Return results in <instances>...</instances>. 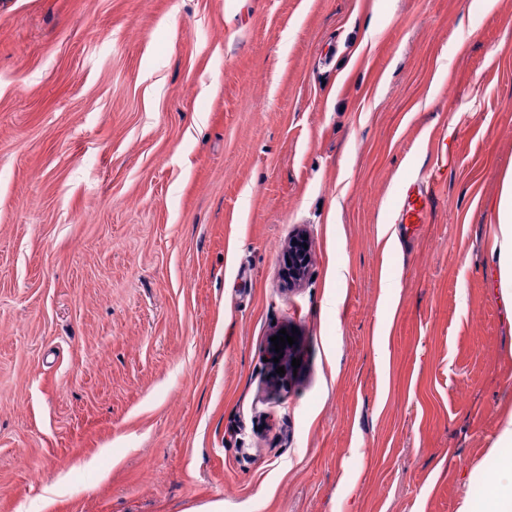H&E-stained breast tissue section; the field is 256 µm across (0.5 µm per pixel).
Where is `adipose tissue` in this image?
<instances>
[{
	"instance_id": "1",
	"label": "adipose tissue",
	"mask_w": 512,
	"mask_h": 512,
	"mask_svg": "<svg viewBox=\"0 0 512 512\" xmlns=\"http://www.w3.org/2000/svg\"><path fill=\"white\" fill-rule=\"evenodd\" d=\"M495 226L488 246L489 263L493 267L496 286L504 305L512 309V169L508 170L493 204ZM492 451L498 454V476L485 479L481 470H473L472 481L482 483L480 502L463 499L458 512H512V411L499 420Z\"/></svg>"
}]
</instances>
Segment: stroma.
I'll return each instance as SVG.
<instances>
[{"mask_svg":"<svg viewBox=\"0 0 512 512\" xmlns=\"http://www.w3.org/2000/svg\"><path fill=\"white\" fill-rule=\"evenodd\" d=\"M443 131L431 217L387 249ZM511 167L512 0H0V512L479 498ZM276 325L301 364L271 396ZM492 210L496 224L488 246L489 263L495 272L500 297L512 309V169L502 179ZM306 235L302 231L294 232L288 238V244L284 250L283 263L288 271V284L290 286L300 285L308 272L311 255L310 240L304 239ZM308 245V249L304 248Z\"/></svg>","mask_w":512,"mask_h":512,"instance_id":"obj_1","label":"stroma"}]
</instances>
